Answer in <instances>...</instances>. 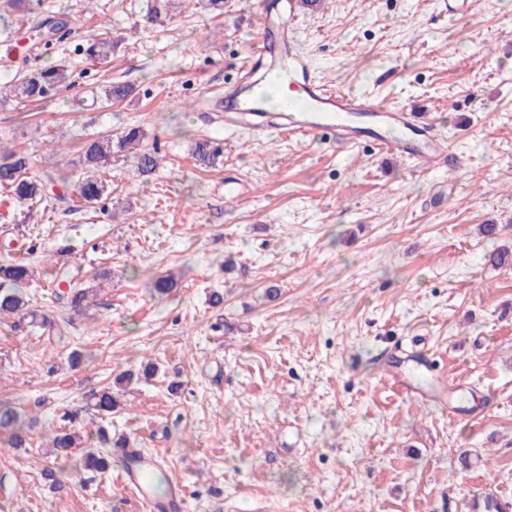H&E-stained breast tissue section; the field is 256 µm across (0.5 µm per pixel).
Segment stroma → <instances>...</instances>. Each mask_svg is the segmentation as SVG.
<instances>
[{
  "instance_id": "1",
  "label": "stroma",
  "mask_w": 512,
  "mask_h": 512,
  "mask_svg": "<svg viewBox=\"0 0 512 512\" xmlns=\"http://www.w3.org/2000/svg\"><path fill=\"white\" fill-rule=\"evenodd\" d=\"M475 2L439 20L435 0H295L298 42L328 85L432 119L455 170L225 129L214 103L247 76L267 0H226L219 17L175 0L159 24L151 0H36L39 18L70 23L49 56L0 32V81L54 60L79 76L25 110L0 106V141L36 159L57 149L70 169L81 141L138 125L163 156L149 179L118 158L111 198L92 208L0 191V246L37 245L32 308L68 319L61 338L0 323V398L36 422L30 449L0 452V512H142L112 470L55 492L40 457L65 411L94 429L89 392L147 362L157 373L116 387L111 422L160 456L187 512H484L489 491L512 502V267L486 257L512 246V0ZM103 29L117 43L107 66L76 51ZM111 81L135 96L92 107ZM211 137L224 155L207 168L191 150ZM57 268L93 287L86 314L65 313ZM169 271L178 287L150 293ZM428 353L437 366L408 398L391 379L417 378Z\"/></svg>"
}]
</instances>
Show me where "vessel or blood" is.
<instances>
[{
    "mask_svg": "<svg viewBox=\"0 0 512 512\" xmlns=\"http://www.w3.org/2000/svg\"><path fill=\"white\" fill-rule=\"evenodd\" d=\"M262 56L276 57L290 90L286 107L270 112L260 85L234 86L224 92V122L228 125L259 120L261 127L277 126L295 134L320 139L331 146L366 144L402 157L413 156L459 167L461 158L432 127L420 123L413 111L373 95L329 89L314 73L312 61L298 52L288 26L277 38H265ZM123 485L136 495L144 512H185L181 485H170L166 495H155L149 477L158 468L156 456L129 447L116 451Z\"/></svg>",
    "mask_w": 512,
    "mask_h": 512,
    "instance_id": "obj_1",
    "label": "vessel or blood"
}]
</instances>
